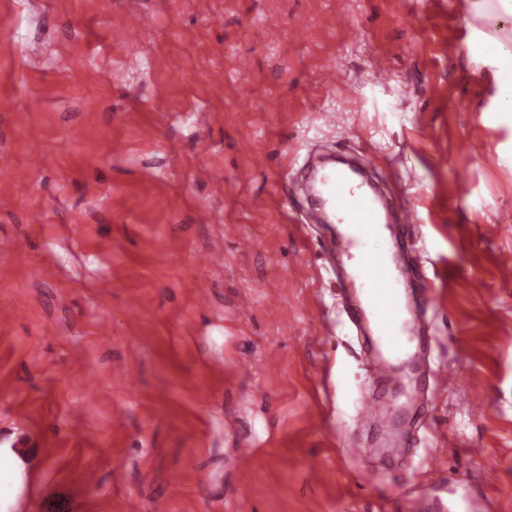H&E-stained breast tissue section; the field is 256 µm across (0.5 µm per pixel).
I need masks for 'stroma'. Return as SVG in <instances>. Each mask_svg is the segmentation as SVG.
I'll return each instance as SVG.
<instances>
[{"label":"stroma","instance_id":"35a3bbf8","mask_svg":"<svg viewBox=\"0 0 512 512\" xmlns=\"http://www.w3.org/2000/svg\"><path fill=\"white\" fill-rule=\"evenodd\" d=\"M479 3L0 0V438L41 459L14 512H512V120L479 48L512 17ZM321 153L416 208L437 345L400 384L293 273L328 227L280 189ZM364 394L393 431L356 430Z\"/></svg>","mask_w":512,"mask_h":512}]
</instances>
